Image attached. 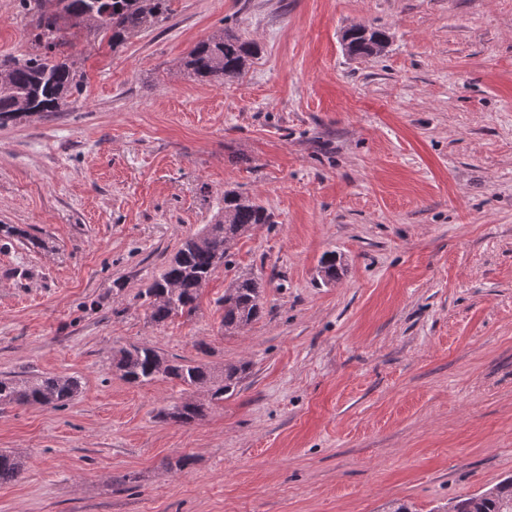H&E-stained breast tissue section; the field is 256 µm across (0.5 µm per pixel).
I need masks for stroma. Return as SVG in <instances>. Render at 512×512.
<instances>
[{"instance_id": "1", "label": "stroma", "mask_w": 512, "mask_h": 512, "mask_svg": "<svg viewBox=\"0 0 512 512\" xmlns=\"http://www.w3.org/2000/svg\"><path fill=\"white\" fill-rule=\"evenodd\" d=\"M354 25L386 51L349 56ZM227 30L257 58L190 77L189 50ZM69 39L78 101L0 127V224L28 233L0 235V376L82 389L0 405V452L25 461L0 512H436L512 476V0H170L119 48ZM36 49L0 0V58ZM228 189L272 223L194 314L154 323L141 288ZM240 274L266 312L228 334ZM132 344L252 373L180 426L158 417L177 381L116 371ZM390 35L382 29L353 26L346 29L341 37L343 46L350 56H378L385 52Z\"/></svg>"}]
</instances>
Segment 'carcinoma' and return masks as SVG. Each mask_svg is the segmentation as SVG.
Returning a JSON list of instances; mask_svg holds the SVG:
<instances>
[{
    "mask_svg": "<svg viewBox=\"0 0 512 512\" xmlns=\"http://www.w3.org/2000/svg\"><path fill=\"white\" fill-rule=\"evenodd\" d=\"M35 10L42 51L21 58L0 60V126L24 116L49 115L77 101L82 75L68 61L62 48L69 30L91 25L109 36L116 48L131 37L167 19L168 0H22ZM390 35L378 28L353 26L341 37L354 57L385 52ZM259 53L258 45L238 35L226 34L198 42L184 58V68L202 82L224 83L244 73ZM224 206L205 231L187 237L175 256L139 296L155 323L174 316H190L197 309L202 288L216 269L226 263L234 241L258 224L274 223L263 205L235 189L224 190ZM224 331L235 332L264 314L262 290L253 277H237L224 289ZM129 383L147 384L159 377L178 381L188 391L207 394L218 403L233 396L251 374V364L240 362L216 370L185 359H168L146 345L119 351L116 362ZM81 381L74 376L0 378V404L61 408L79 393ZM164 421L187 425L203 416V404L187 399L158 413ZM20 459L0 453V484L17 478ZM448 512H512V477L493 487L448 503Z\"/></svg>",
    "mask_w": 512,
    "mask_h": 512,
    "instance_id": "cac0c4a2",
    "label": "carcinoma"
}]
</instances>
